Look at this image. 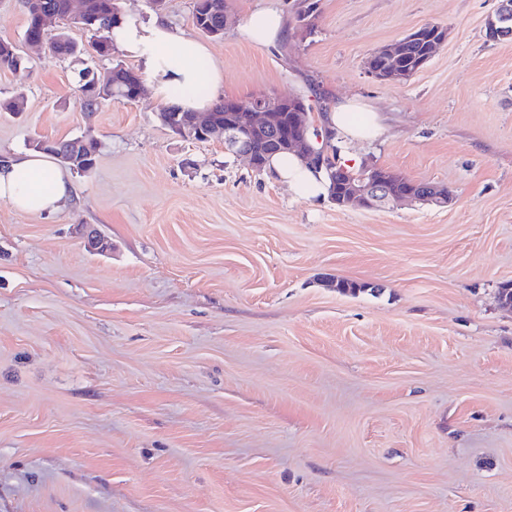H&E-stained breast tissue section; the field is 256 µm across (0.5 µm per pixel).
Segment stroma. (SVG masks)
Returning <instances> with one entry per match:
<instances>
[{"mask_svg": "<svg viewBox=\"0 0 512 512\" xmlns=\"http://www.w3.org/2000/svg\"><path fill=\"white\" fill-rule=\"evenodd\" d=\"M222 39L194 0H119L224 66L217 96L355 99L383 136L339 144L449 207L339 208L296 196L223 143L185 139L152 92L89 107L79 58L24 39L0 0V159L38 139L100 144L51 216L0 201V512H512V40L498 0H320L313 33L275 0V46ZM448 29L402 85L370 53ZM112 244L89 252L83 231ZM363 284L342 294L322 277ZM500 4L496 12L498 22L490 19L487 25V36L491 40L512 38V2L510 0H499ZM509 21L511 26H508Z\"/></svg>", "mask_w": 512, "mask_h": 512, "instance_id": "35a3bbf8", "label": "stroma"}]
</instances>
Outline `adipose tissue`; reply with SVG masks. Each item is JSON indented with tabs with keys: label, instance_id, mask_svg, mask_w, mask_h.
<instances>
[{
	"label": "adipose tissue",
	"instance_id": "ef3b65f1",
	"mask_svg": "<svg viewBox=\"0 0 512 512\" xmlns=\"http://www.w3.org/2000/svg\"><path fill=\"white\" fill-rule=\"evenodd\" d=\"M115 48L140 61L156 100L192 112H204L224 82V71L201 42L176 34L166 23L124 25L112 33ZM338 138L359 141L375 134L377 117L347 100L329 116ZM268 168L298 195L317 197L325 185L292 154L270 157ZM73 185L50 155L34 152L0 162V201L22 214L51 215L69 199Z\"/></svg>",
	"mask_w": 512,
	"mask_h": 512
}]
</instances>
